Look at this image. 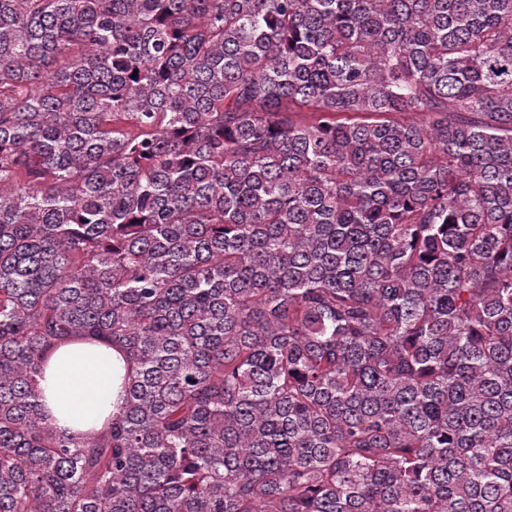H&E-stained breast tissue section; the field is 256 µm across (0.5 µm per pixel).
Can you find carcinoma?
Returning <instances> with one entry per match:
<instances>
[{
  "instance_id": "1",
  "label": "carcinoma",
  "mask_w": 512,
  "mask_h": 512,
  "mask_svg": "<svg viewBox=\"0 0 512 512\" xmlns=\"http://www.w3.org/2000/svg\"><path fill=\"white\" fill-rule=\"evenodd\" d=\"M0 512H512V0H0ZM127 373L119 346L73 339L49 352L40 382L42 410L66 434L101 428L123 404Z\"/></svg>"
}]
</instances>
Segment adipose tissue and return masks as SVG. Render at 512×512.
Masks as SVG:
<instances>
[{"label": "adipose tissue", "mask_w": 512, "mask_h": 512, "mask_svg": "<svg viewBox=\"0 0 512 512\" xmlns=\"http://www.w3.org/2000/svg\"><path fill=\"white\" fill-rule=\"evenodd\" d=\"M126 373L122 348L81 339L64 342L46 358L42 410L66 434L101 428L123 404Z\"/></svg>", "instance_id": "obj_1"}]
</instances>
